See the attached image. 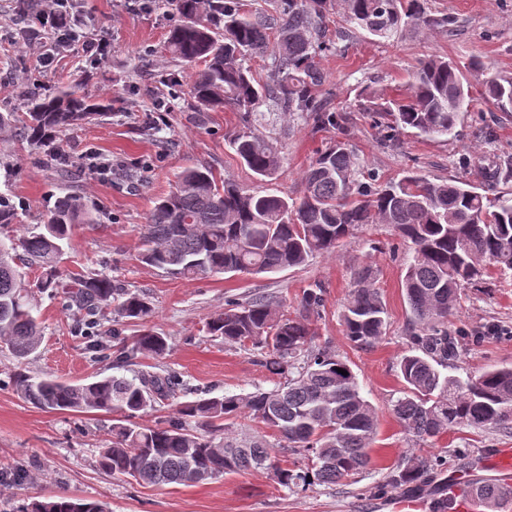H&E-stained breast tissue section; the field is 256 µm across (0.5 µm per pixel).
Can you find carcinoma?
Segmentation results:
<instances>
[{"mask_svg": "<svg viewBox=\"0 0 512 512\" xmlns=\"http://www.w3.org/2000/svg\"><path fill=\"white\" fill-rule=\"evenodd\" d=\"M180 23L169 30L166 50L193 68L188 92L202 112L231 108L249 113L267 102L274 112H298L318 130H336V139L304 171L302 195L281 196L266 188L249 191L217 177L212 169L188 167L173 190L156 199L145 224L147 248L141 261L174 277L226 273L269 274L306 264L316 254H331L362 224H389L410 242L414 255L404 290L413 319L411 348L398 364L403 395L393 414L407 435L435 437L457 425L512 430V366H492L462 379L446 373L459 359L461 336L448 334V316L462 291L483 279L488 267L512 272V192L493 196L459 178L430 180L407 171L397 181L379 183L359 171L348 148V128L340 110L318 96L325 76L320 58L337 42L362 32L389 40L407 27H445L446 17L425 11L423 0H274L270 13H252L241 0H169ZM344 25L328 36L330 16ZM270 59L273 78L264 81L244 62ZM479 93L500 112H512V77L485 75ZM467 76L452 60L423 59L405 98H366L384 142L400 129L421 136H459L457 126L472 97ZM23 112H1L0 134L32 145H48L45 164L69 177L73 160L53 145L57 134L106 116L112 106L89 100L75 89L43 95L25 89ZM235 154L253 176L270 182L279 169L276 148L264 137L240 131L230 138ZM490 182L512 180V156L499 157ZM16 203L0 194V226L14 223ZM84 200L55 195L46 203L43 229L0 242V343L18 361L39 346L42 326L35 314L21 266L42 270L41 290L59 299L72 316L73 336L87 341L95 358L124 368L138 355L160 357L167 338L151 328L125 344L111 346L103 336L110 313L142 320L151 308L139 292L92 271L61 281L59 264L75 224H92ZM323 289L303 290L298 314H278L265 296L245 302L230 299L208 323L214 337L251 346L282 381L251 393L197 397L174 405L165 426H143L139 413L176 395L182 381L175 372L139 371L130 378L111 375L70 384L51 376L22 372L9 377L25 401L44 411L118 414L112 443L99 449L105 472L138 484L202 483L251 468L274 472L291 488L314 482L336 484L360 474L371 463L370 446L377 417L346 361L324 345L310 347L316 336ZM385 305L371 283V270L359 273L342 313L347 338L371 347L385 333ZM347 371L342 375L337 369ZM247 414L277 432L309 463L286 469L272 459L261 439L227 441L224 426ZM442 466L436 458L408 464L390 476L389 485L416 486ZM477 496L491 506L501 485L476 484ZM19 512H106L93 501L49 496Z\"/></svg>", "mask_w": 512, "mask_h": 512, "instance_id": "1", "label": "carcinoma"}]
</instances>
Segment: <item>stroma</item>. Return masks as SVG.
Returning <instances> with one entry per match:
<instances>
[{
	"label": "stroma",
	"instance_id": "obj_1",
	"mask_svg": "<svg viewBox=\"0 0 512 512\" xmlns=\"http://www.w3.org/2000/svg\"><path fill=\"white\" fill-rule=\"evenodd\" d=\"M83 40L105 39L104 56L62 49L50 66L40 54L52 41L50 24L20 18L15 0H0V112L23 108L21 91L29 86L49 94L72 87L90 99L108 100L112 113L101 122L68 130L60 144L74 160L71 180L46 167L45 148L26 142H0V193L20 201L14 224L0 228V238L19 236L42 221L45 202L72 187L99 221L79 224L60 264L63 278L92 269L147 297L152 313L145 320L110 315L106 326L116 341L131 339L143 327L163 333L169 344L164 358H140L141 370L178 372L187 387L211 395L246 394L273 388L277 378L262 366L259 351L213 337L207 324L227 299L258 295L272 298L284 314H295L305 288L321 285L324 307L315 323L314 345H329L355 374L362 395L373 406L377 435L366 471L336 485L314 484L288 489L268 470L225 475L199 484L144 487L99 469V448L112 442L108 414L49 413L0 389V512H16L39 496L68 495L100 501L108 512H375L376 504L395 494L386 481L397 465L437 457L442 469L431 482L448 474L478 473V464L495 448H512V430L456 426L423 446H415L392 413L404 382L397 371L406 352L412 319L403 279L412 259L410 243L385 224H365L340 242L333 255H318L304 266L274 274L227 273L219 277L176 278L141 262L143 233L155 200L171 191L186 167L205 165L248 190L260 184L238 160L227 138L242 129L269 138L280 156L273 182L281 193L298 196L301 176L335 130L314 131L309 121L260 105L250 118L232 109L199 114L188 93L167 98L166 77L189 68L179 66L164 49L171 25L178 23L168 0H78ZM428 12L452 18L444 28L407 29L391 41L363 34L339 43L323 55L324 100L342 109L349 145L358 166L382 179L413 169L432 180L460 178L485 186L489 159L512 154V112L495 111L474 96L463 116L459 138L419 136L407 128L392 144H383L369 113L361 109V92L383 98L405 94L420 61L440 55L468 68L480 60L491 74L512 75V0H426ZM167 98L169 110L155 117L156 99ZM110 163L112 175L91 180L86 155ZM468 156L467 168L456 164ZM371 268L372 283L387 309V327L373 347L360 349L347 340L341 322L344 304L362 268ZM41 272L26 271L33 302L42 322L39 348L24 367L31 375L50 374L69 382H88L112 375L111 362L93 360L85 344L72 336L70 317L59 302L38 290ZM502 335L490 334V327ZM451 333L478 335L467 344L459 364L478 373L492 365L512 364V275L489 270L484 282L461 294L448 323ZM229 436L262 438L274 448L281 466L292 467L302 455L284 447L279 435L249 416L234 420ZM22 468L25 481L10 477Z\"/></svg>",
	"mask_w": 512,
	"mask_h": 512
}]
</instances>
